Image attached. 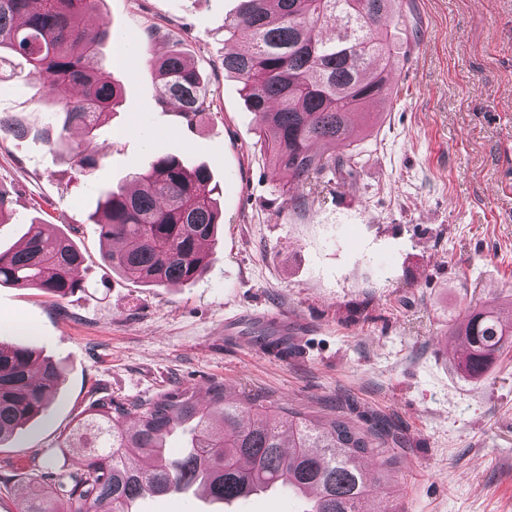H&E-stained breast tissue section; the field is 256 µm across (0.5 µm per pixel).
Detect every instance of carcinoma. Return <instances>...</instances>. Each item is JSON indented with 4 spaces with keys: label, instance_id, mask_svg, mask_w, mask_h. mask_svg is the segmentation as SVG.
<instances>
[{
    "label": "carcinoma",
    "instance_id": "cac0c4a2",
    "mask_svg": "<svg viewBox=\"0 0 512 512\" xmlns=\"http://www.w3.org/2000/svg\"><path fill=\"white\" fill-rule=\"evenodd\" d=\"M98 0H0V71L13 59L29 66L23 79L40 85L52 105L48 142L67 147L71 129L86 135L119 103L121 88L102 69L98 46L108 30L82 28L75 18ZM395 0H239L224 19V41L243 52L224 53V70L236 75L257 120L256 146L280 176L279 197L336 172L353 177L358 153L336 157V147L359 138L353 117L392 96L393 74L403 70L409 46L397 40L402 13ZM159 99L181 104L187 121L210 111L213 99L199 71L181 50L150 59ZM210 172L160 156L135 176L132 187L102 192L91 215L108 242V265L134 283L189 284L211 259L204 244L222 215ZM83 256L66 236L31 224L14 251L0 252V286L38 288L63 298L80 286ZM455 335L467 354L460 372L483 376L512 347V322L486 303L470 309ZM59 368L33 349L0 343V442L45 415ZM201 404L194 387H176L126 403L93 402L66 439L77 469L47 486L38 484L20 512H127L126 504L174 490L203 489L232 498L265 482L318 491L315 512H382L377 490L389 483L397 461L388 454L390 432L364 428L345 415L311 417L288 406L271 407L243 395L228 399L221 384ZM188 423L185 454L171 457L169 435ZM288 452H283V447Z\"/></svg>",
    "mask_w": 512,
    "mask_h": 512
}]
</instances>
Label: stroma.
Here are the masks:
<instances>
[{
    "label": "stroma",
    "mask_w": 512,
    "mask_h": 512,
    "mask_svg": "<svg viewBox=\"0 0 512 512\" xmlns=\"http://www.w3.org/2000/svg\"><path fill=\"white\" fill-rule=\"evenodd\" d=\"M400 3L419 33L397 94L362 128V171L300 187L298 204L275 192L254 115L224 70L238 0H100L86 16L107 23L99 57L123 90L93 137L69 135L95 155L92 169L42 140L51 118L38 85L0 78V114L29 130L0 138V251L36 222L84 257L67 297L0 287V341L61 372L46 415L0 445V472L15 475L0 512H18L42 474L74 470L63 442L92 401L214 383L385 424L397 438L389 512H512V350L470 379L444 348L467 307L512 303V0ZM175 44L213 98L190 123L159 101L148 66ZM162 155L206 165L222 190L211 267L178 287L113 272L91 219L106 188ZM253 313L304 318L309 332L284 357L226 341L225 319Z\"/></svg>",
    "instance_id": "obj_1"
}]
</instances>
